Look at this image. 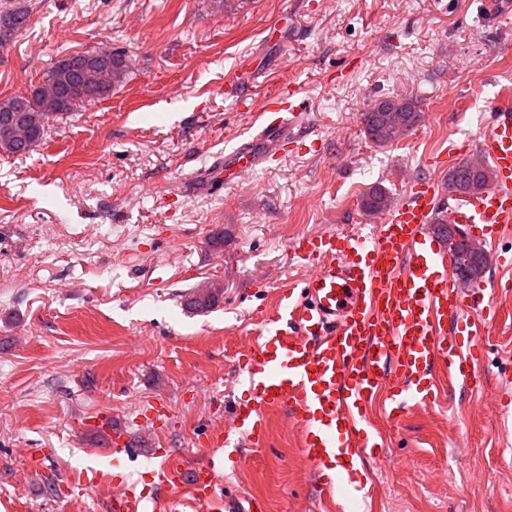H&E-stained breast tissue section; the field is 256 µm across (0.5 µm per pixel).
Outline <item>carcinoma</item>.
Wrapping results in <instances>:
<instances>
[{"mask_svg":"<svg viewBox=\"0 0 512 512\" xmlns=\"http://www.w3.org/2000/svg\"><path fill=\"white\" fill-rule=\"evenodd\" d=\"M7 16L16 19L15 34L22 33L28 26L30 10L15 0L8 5ZM128 74V64L119 54H113L112 86L124 82ZM60 99L48 100L38 89L31 90L28 95H14L0 98V153L6 155H23L29 153L40 143L54 117L72 111L76 106L107 98L112 95L108 90L104 93L94 92L78 76H65L60 80ZM397 113L405 123V129L416 126L421 118L418 102L412 98H392L390 103L379 108L375 105L362 112L360 124L366 137L378 146L392 143L399 135L393 128L390 115ZM494 179L490 168L483 166L478 170L471 168V162L462 161L448 170V184L455 188L459 195L475 196L487 189ZM391 205L389 191L380 186L369 187L360 196L359 208L367 214L382 212ZM222 291L219 288L201 289L188 300L187 306L192 310H204L219 301Z\"/></svg>","mask_w":512,"mask_h":512,"instance_id":"obj_1","label":"carcinoma"}]
</instances>
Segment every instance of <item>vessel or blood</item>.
I'll return each mask as SVG.
<instances>
[{
    "label": "vessel or blood",
    "instance_id": "b4317fda",
    "mask_svg": "<svg viewBox=\"0 0 512 512\" xmlns=\"http://www.w3.org/2000/svg\"><path fill=\"white\" fill-rule=\"evenodd\" d=\"M297 98L287 85L264 104L258 135L225 155V173L238 178L255 172L305 137L306 112ZM485 121V132L461 152L491 164L495 181L477 197L450 203L448 219L492 238L512 224V103L488 102ZM441 201L439 177L432 174L416 180L382 215L371 242L328 233L292 243L313 271L299 296L263 320V336L240 364L248 397L234 404L211 446H265L267 414L279 408L296 424L310 462L349 465L382 445L369 418L379 393H386L389 413L398 417L410 404L426 401L438 373L469 389L482 388V338L496 311L485 295L463 291L450 278L439 241L427 231ZM452 322L463 325L466 340L449 336ZM139 453L118 429L98 450L113 468L105 479L114 489L107 512H145L148 491L121 469ZM151 454L159 460L157 489L185 486L194 502L215 499L212 465L187 468L165 448Z\"/></svg>",
    "mask_w": 512,
    "mask_h": 512
}]
</instances>
